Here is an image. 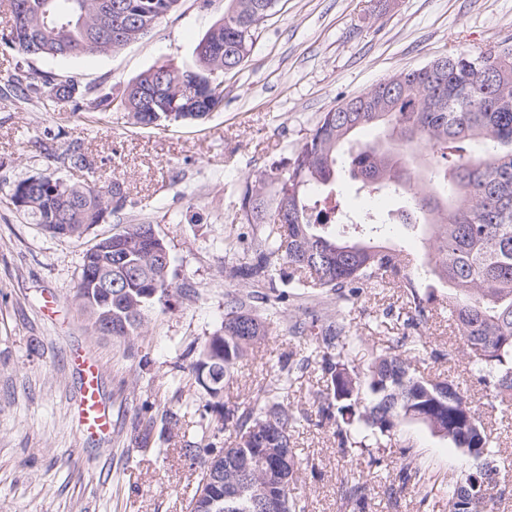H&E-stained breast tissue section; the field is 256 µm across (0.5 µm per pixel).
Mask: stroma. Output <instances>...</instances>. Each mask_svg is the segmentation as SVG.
Returning a JSON list of instances; mask_svg holds the SVG:
<instances>
[{
	"label": "stroma",
	"instance_id": "35a3bbf8",
	"mask_svg": "<svg viewBox=\"0 0 512 512\" xmlns=\"http://www.w3.org/2000/svg\"><path fill=\"white\" fill-rule=\"evenodd\" d=\"M223 16L224 0L206 7L181 0L148 36L119 51L36 65L117 99L153 67L191 65L196 44ZM510 46L512 0H278L248 59L225 74L223 109L202 122L142 126L119 111L75 113L67 104L46 109L0 95V512H186L198 473L182 457L180 437L140 447L134 409L149 403L157 418L193 398L184 352L220 325L228 294L240 288L227 271L253 234L240 211L245 183L298 150L322 113L350 96L456 51ZM74 139L92 166L67 172V179L122 181L128 202L121 223L153 225L172 257L178 292L171 310L152 311L141 335L125 343L95 335L77 299L81 252L109 235L111 224L97 225L79 244L50 236L8 201L15 182L53 171L51 151ZM228 237L237 239V252L225 251ZM272 275L260 291L276 300V319L225 382L226 403L270 388L280 360L300 358L303 350L282 321L309 320L327 304L311 289L289 287L283 261L273 262ZM447 307V289L436 288L420 336L424 351L440 358L416 357L412 365L467 389L496 452L503 491L496 512H512V410L502 411L469 371ZM401 308L397 289L362 290L350 313L361 338L356 362L403 335ZM77 349L102 366L109 435L76 430L80 380L69 354ZM320 385L313 366L289 392L291 405L309 417L294 435L306 465L292 486L307 512H352L339 490L354 476L367 486L366 512H445L425 499L423 487L410 483L388 493L395 462L412 446L427 478L439 481L466 470L468 457L409 422L385 447L343 456L331 428L311 423Z\"/></svg>",
	"mask_w": 512,
	"mask_h": 512
}]
</instances>
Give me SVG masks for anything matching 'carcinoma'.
<instances>
[{
  "label": "carcinoma",
  "mask_w": 512,
  "mask_h": 512,
  "mask_svg": "<svg viewBox=\"0 0 512 512\" xmlns=\"http://www.w3.org/2000/svg\"><path fill=\"white\" fill-rule=\"evenodd\" d=\"M180 0H6L10 25L0 40L22 60L7 84L19 101L44 106L64 103L74 112H110L112 104L148 126L198 121L223 108L224 73L237 70L250 54L259 25L277 0H224V17L199 40L189 68L161 65L127 84L119 102L112 93L81 87L71 76L53 74L29 63L34 58H73L107 54L148 35L175 12ZM434 74L402 71L323 113L286 166H271L265 178L245 185L242 208L250 224H274L254 239L253 256L231 267L230 277L250 287L231 297L220 326L193 350L189 364L197 412L198 440L182 442L181 454L204 475L219 461L224 469V507L220 512H257L251 492L239 475L241 464L273 442L288 458L286 476L295 480L302 459L293 433L304 420L288 401L295 374L315 363L322 388L316 392L317 426L327 423L341 453L378 448L398 423L418 422L458 449L483 456V493L467 509L457 508L459 480L450 474L448 512H494L496 468L489 437L476 417L467 390L452 381L418 376L411 371L407 345L417 336H402L365 366L351 353L362 341L342 316L362 288H398L411 309L407 326L427 318L414 271L401 260L403 249L379 239L384 224L366 221L336 207L322 206L336 195L344 175L370 191L407 196L411 223L430 232L432 264L427 277L448 287V312L458 331L469 369L490 386L502 403L512 402V53L476 56L456 52L434 61ZM367 127L385 131V140L357 151L345 148ZM59 166L77 168L82 143L70 142L52 154ZM276 186L269 195L267 185ZM13 207L53 237L78 242L104 216L117 217L127 204L117 179L99 186L71 183L47 173L32 175L9 191ZM151 224H115L112 234L81 253L77 295L101 332L100 315L112 313V333L119 341L141 335L148 313L166 310L173 286L167 244L153 235ZM112 240V253L103 242ZM288 264L298 276L290 281L336 295V316L315 318L311 328L294 323L290 331L304 337L305 355L281 365L278 392L266 391L243 406L224 403V381L266 335L257 313L264 300L256 288L270 277L271 259ZM112 280V301L101 304L93 276ZM181 413L162 412L160 438L168 441L181 429ZM234 423L236 453L217 447L224 424ZM397 476L406 484L422 479V464L402 452ZM341 497L358 512L366 508V486L353 479Z\"/></svg>",
  "instance_id": "carcinoma-1"
}]
</instances>
